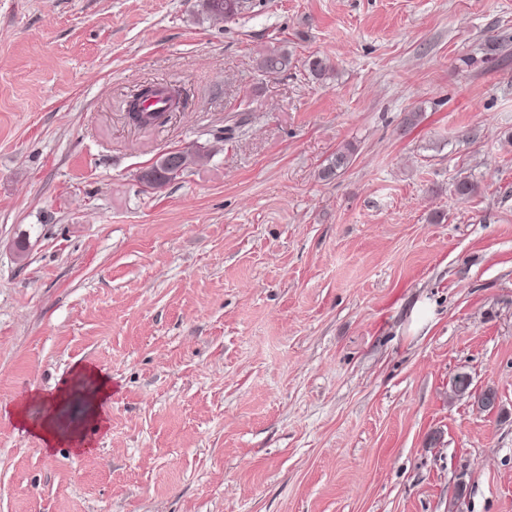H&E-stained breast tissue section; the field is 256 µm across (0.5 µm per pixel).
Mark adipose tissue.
I'll use <instances>...</instances> for the list:
<instances>
[{
    "label": "adipose tissue",
    "instance_id": "ef3b65f1",
    "mask_svg": "<svg viewBox=\"0 0 512 512\" xmlns=\"http://www.w3.org/2000/svg\"><path fill=\"white\" fill-rule=\"evenodd\" d=\"M111 396L112 384L106 376L87 366H76L67 385L54 395L32 394V401L43 407L44 416L41 421L29 423L28 428L51 448L64 442L79 443L82 432L79 426L68 423V408L82 404L87 421L98 424L102 421V406Z\"/></svg>",
    "mask_w": 512,
    "mask_h": 512
}]
</instances>
